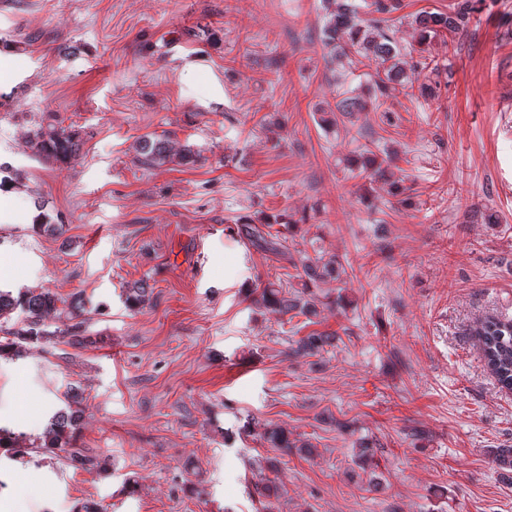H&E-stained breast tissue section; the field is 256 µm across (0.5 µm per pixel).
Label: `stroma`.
<instances>
[{
	"label": "stroma",
	"instance_id": "1",
	"mask_svg": "<svg viewBox=\"0 0 512 512\" xmlns=\"http://www.w3.org/2000/svg\"><path fill=\"white\" fill-rule=\"evenodd\" d=\"M453 2L382 15L408 71L380 102L374 68L327 57L322 0H0V160L18 174L0 288L80 300L89 338L1 358L0 426L39 436L75 383L76 445L112 460L1 455L0 512H512L489 457L512 445V391L474 333L512 319V0L420 49L413 18ZM352 93L366 110L322 125ZM45 112L82 130L69 164L26 142ZM148 134L191 158L141 166ZM368 157L385 178L363 177ZM39 202L63 235L25 223ZM321 256L346 273L312 284L316 316L258 304ZM141 279L153 302L133 311ZM304 331L335 340L293 355ZM270 425L315 453L274 447ZM153 298V289L147 281L135 282L125 290V303L131 310H140L149 305Z\"/></svg>",
	"mask_w": 512,
	"mask_h": 512
}]
</instances>
